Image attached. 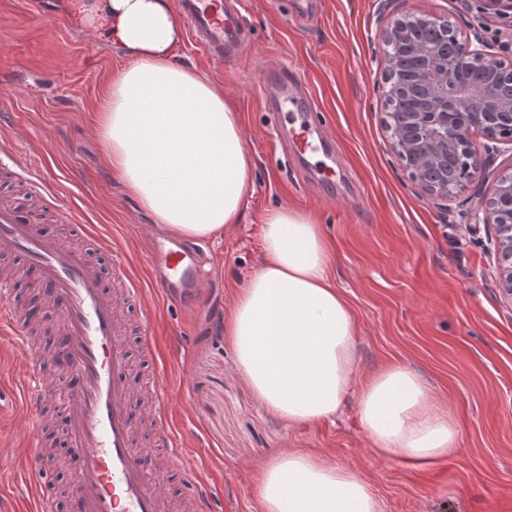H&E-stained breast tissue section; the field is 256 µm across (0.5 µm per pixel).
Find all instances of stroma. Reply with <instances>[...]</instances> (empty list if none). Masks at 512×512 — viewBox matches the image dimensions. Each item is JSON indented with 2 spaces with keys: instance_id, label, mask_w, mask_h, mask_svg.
Instances as JSON below:
<instances>
[{
  "instance_id": "stroma-1",
  "label": "stroma",
  "mask_w": 512,
  "mask_h": 512,
  "mask_svg": "<svg viewBox=\"0 0 512 512\" xmlns=\"http://www.w3.org/2000/svg\"><path fill=\"white\" fill-rule=\"evenodd\" d=\"M242 0L248 48L218 65L191 38L179 61L207 76L239 112L255 160L242 215L200 240L208 314L149 297L150 333L161 388L186 460L171 482L203 474L222 512H262L259 470L299 448L354 467L383 512H512V297L499 286L493 233L462 215L460 201L438 206L423 196L391 154L383 124L379 43L383 0ZM481 0H405L404 10L448 15L459 27L485 24ZM125 63L102 27L82 23L65 0H0V140L38 158L63 198L96 237L115 240L141 279L153 216L103 161L97 105ZM283 67L301 77L325 115L316 164L282 154L292 113L276 117L258 74ZM288 206L310 212L331 251L329 278L359 325V380L394 364L415 370L455 421L459 446L446 459L415 465L380 458L366 438L355 395L331 418L294 424L267 412L233 369L224 319L259 265L265 213ZM20 310L45 306L37 271L0 257ZM0 455L23 460L26 422L12 404L26 379L14 344L0 348Z\"/></svg>"
}]
</instances>
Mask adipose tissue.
<instances>
[{
	"label": "adipose tissue",
	"mask_w": 512,
	"mask_h": 512,
	"mask_svg": "<svg viewBox=\"0 0 512 512\" xmlns=\"http://www.w3.org/2000/svg\"><path fill=\"white\" fill-rule=\"evenodd\" d=\"M84 16L103 21L128 56L99 114L105 161L166 233L209 238L237 223L254 176L238 112L223 91L181 66V27L169 0H89ZM264 259L224 319L234 368L255 399L291 423L335 414L356 393L358 419L374 451L427 465L459 444L454 421L419 375L390 366L356 383L358 323L329 280L320 224L288 207L267 211ZM262 512H381L352 467L298 449L257 477Z\"/></svg>",
	"instance_id": "adipose-tissue-1"
}]
</instances>
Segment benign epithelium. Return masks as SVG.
Listing matches in <instances>:
<instances>
[{"label": "benign epithelium", "instance_id": "7a95c632", "mask_svg": "<svg viewBox=\"0 0 512 512\" xmlns=\"http://www.w3.org/2000/svg\"><path fill=\"white\" fill-rule=\"evenodd\" d=\"M484 2L488 13L512 16V0ZM381 47L390 148L428 198L451 200L512 148V47L496 48L445 16L397 7ZM468 217L493 226L499 282L512 296V169Z\"/></svg>", "mask_w": 512, "mask_h": 512}]
</instances>
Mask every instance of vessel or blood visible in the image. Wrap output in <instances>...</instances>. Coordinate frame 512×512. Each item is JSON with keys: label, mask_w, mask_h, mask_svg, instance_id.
Instances as JSON below:
<instances>
[{"label": "vessel or blood", "mask_w": 512, "mask_h": 512, "mask_svg": "<svg viewBox=\"0 0 512 512\" xmlns=\"http://www.w3.org/2000/svg\"><path fill=\"white\" fill-rule=\"evenodd\" d=\"M179 12L194 40L220 61L226 47L245 38L238 13L227 0H178ZM262 84L274 92L273 109H289L302 115L294 135L303 154H311L322 130L323 117L310 96L290 84L287 71H264ZM23 180L38 201L52 197L47 173L19 162L9 146L0 147V171ZM112 267L125 283L123 295H110L97 266L81 245H67L41 233L34 216H21L7 199H0V255H14L36 267L49 303L62 313L66 373L74 384L67 394L70 452L79 475L69 492L70 512H175L176 502L166 490V476L150 474L143 465L144 449L136 439V422L143 416L139 397L131 383L134 368L123 305L135 306L141 328H148L152 310L143 298L146 288L166 300L195 297L201 287L197 244L176 241L152 247L149 281L133 271L119 246H110ZM31 324L19 320L14 300L0 303V333L28 347ZM39 364L28 373V388L19 413L28 416L38 409L43 389L36 385ZM154 451L177 459L181 442L165 411V393L156 391L153 407ZM34 475V512H51L52 497L43 478L45 462L39 441H32L25 462ZM193 512H215L207 480L193 478L183 486Z\"/></svg>", "instance_id": "obj_1"}]
</instances>
